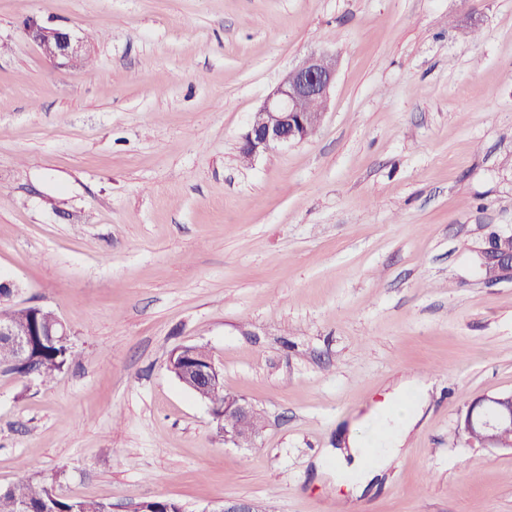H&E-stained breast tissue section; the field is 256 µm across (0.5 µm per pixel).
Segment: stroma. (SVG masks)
<instances>
[{
	"mask_svg": "<svg viewBox=\"0 0 512 512\" xmlns=\"http://www.w3.org/2000/svg\"><path fill=\"white\" fill-rule=\"evenodd\" d=\"M32 15L87 40L49 63ZM335 55L307 141L245 163L253 112ZM512 0H0V278L74 357L0 374V485L137 512H337L331 449L432 391L353 512H512V454L461 416L512 391ZM204 346L261 413L225 443L167 367Z\"/></svg>",
	"mask_w": 512,
	"mask_h": 512,
	"instance_id": "35a3bbf8",
	"label": "stroma"
}]
</instances>
